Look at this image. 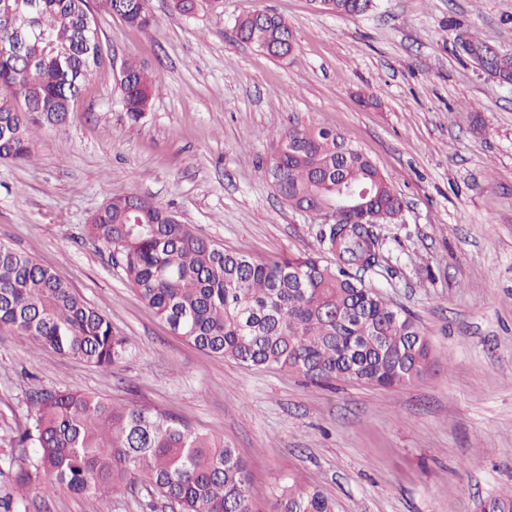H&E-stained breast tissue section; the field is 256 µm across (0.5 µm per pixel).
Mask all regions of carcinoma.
Segmentation results:
<instances>
[{
    "instance_id": "cac0c4a2",
    "label": "carcinoma",
    "mask_w": 512,
    "mask_h": 512,
    "mask_svg": "<svg viewBox=\"0 0 512 512\" xmlns=\"http://www.w3.org/2000/svg\"><path fill=\"white\" fill-rule=\"evenodd\" d=\"M115 17L142 29L154 23L148 0H106ZM320 10L358 16L373 0H314ZM42 41H28L33 72L0 51V159L32 158L28 129L66 122L91 75L100 45L79 36L86 0H36ZM240 41L274 58L292 51L288 24L275 15L235 21ZM119 82L126 112L149 110L153 87L136 59ZM275 191L293 209L331 208L324 182L370 188L376 224L398 220L401 207L385 176L335 130L294 125L277 135ZM88 233L112 250L139 297L183 340L248 367L302 375L314 383L351 380L382 387L423 379L432 347L419 327L379 292L363 287L380 265L375 224L340 219L319 224V252L258 261L227 252L172 211L113 193ZM30 338L59 355L110 369L128 355L126 339L56 271L0 244V330ZM32 424L14 438L19 455L0 457L13 488L48 495L121 494L141 484L176 512H254L249 472L236 451L169 414L77 391L34 390ZM269 512H336L318 487L293 477L279 485Z\"/></svg>"
}]
</instances>
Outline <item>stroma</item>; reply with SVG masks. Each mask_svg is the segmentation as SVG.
I'll use <instances>...</instances> for the list:
<instances>
[{
    "label": "stroma",
    "instance_id": "1",
    "mask_svg": "<svg viewBox=\"0 0 512 512\" xmlns=\"http://www.w3.org/2000/svg\"><path fill=\"white\" fill-rule=\"evenodd\" d=\"M153 29L101 13L102 60L67 123L35 124V157L0 159V243L59 273L127 340L102 370L0 330V451L30 426L31 388L88 392L172 414L235 448L267 512L282 478L336 512H491L512 490V87L456 57L457 29L512 55V0H376L360 16L312 0H149ZM284 18L294 51L238 43L236 19ZM153 82L131 120L117 73ZM335 129L403 201L380 224L370 287L432 343L420 381L391 388L254 369L174 335L86 226L110 194L169 208L225 250L266 261L317 249L315 219L265 175L276 132ZM135 488L102 498L27 493V512H170Z\"/></svg>",
    "mask_w": 512,
    "mask_h": 512
}]
</instances>
